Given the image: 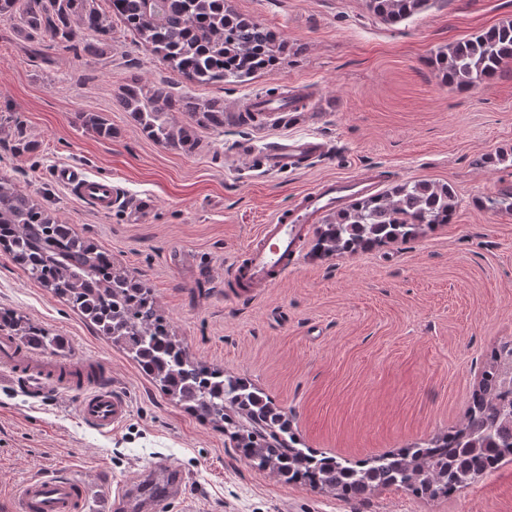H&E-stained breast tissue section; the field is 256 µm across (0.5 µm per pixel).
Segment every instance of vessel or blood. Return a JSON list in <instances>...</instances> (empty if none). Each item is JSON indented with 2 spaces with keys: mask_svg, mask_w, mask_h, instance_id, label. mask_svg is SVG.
Masks as SVG:
<instances>
[{
  "mask_svg": "<svg viewBox=\"0 0 512 512\" xmlns=\"http://www.w3.org/2000/svg\"><path fill=\"white\" fill-rule=\"evenodd\" d=\"M327 150L317 138L285 137L276 142L264 158L268 169L286 171L305 160L321 156ZM55 179L91 202L98 211L112 209L118 190L111 183L88 176L74 166L57 169ZM371 181L363 178H338L324 181L304 194L289 209L279 212L263 225L255 241L247 248L231 274L236 287L258 294L272 287L287 274L300 243L318 213L330 210L346 199L368 191ZM96 377L80 403L82 418L97 430L108 433L122 423L129 412L127 400L106 382V370L96 366ZM26 378L58 380L54 365L19 347L7 335L0 336V386H9ZM86 485L61 471L29 478L14 496L12 512H86Z\"/></svg>",
  "mask_w": 512,
  "mask_h": 512,
  "instance_id": "vessel-or-blood-1",
  "label": "vessel or blood"
}]
</instances>
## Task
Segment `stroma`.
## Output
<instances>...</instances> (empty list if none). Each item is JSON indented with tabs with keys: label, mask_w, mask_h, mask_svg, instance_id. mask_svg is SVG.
I'll return each instance as SVG.
<instances>
[{
	"label": "stroma",
	"mask_w": 512,
	"mask_h": 512,
	"mask_svg": "<svg viewBox=\"0 0 512 512\" xmlns=\"http://www.w3.org/2000/svg\"><path fill=\"white\" fill-rule=\"evenodd\" d=\"M271 29L277 68L232 84L187 81L123 23L99 56L85 36L68 47L0 20V177L94 239L151 288L192 359L243 378L284 409L304 447L352 462L398 451L458 425L491 353L512 341V211L484 207L512 184V68L468 90L443 80L438 52L512 20V0H427L390 23L367 0H228ZM168 81L175 94L239 111L266 89H301L291 119L218 131L196 126L192 153L162 146L122 112L130 78ZM101 113L111 138L82 126ZM315 136L323 156L288 172L246 161V147ZM503 163L479 165L486 155ZM82 168L117 186L103 213L54 179ZM369 172L375 191L413 180L456 194L451 223L367 252L323 254L307 234L291 270L253 297L228 281L261 225L326 178ZM151 201L140 209V199ZM0 309L25 315L60 351L40 359L105 365L130 404L99 432L79 416L81 394L0 388V512L31 476L82 480L87 512H115L112 494L165 464L181 495L150 512H512V461L437 499L379 488L360 499L286 482L241 458L221 426L172 400L121 348L0 250Z\"/></svg>",
	"instance_id": "35a3bbf8"
}]
</instances>
